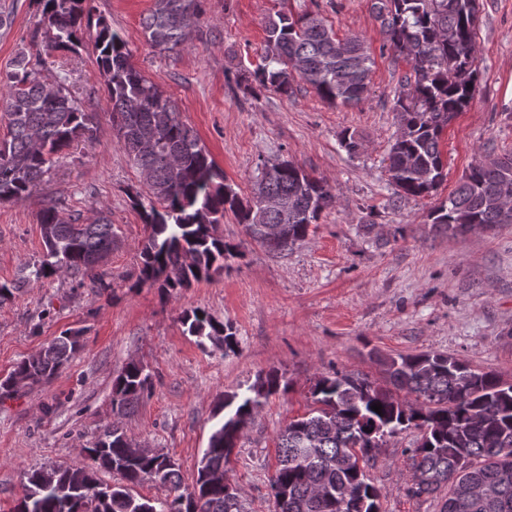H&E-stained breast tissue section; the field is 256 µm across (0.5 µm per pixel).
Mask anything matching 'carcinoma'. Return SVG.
I'll list each match as a JSON object with an SVG mask.
<instances>
[{
  "mask_svg": "<svg viewBox=\"0 0 512 512\" xmlns=\"http://www.w3.org/2000/svg\"><path fill=\"white\" fill-rule=\"evenodd\" d=\"M84 2L43 0L33 33L42 51L33 58L20 53L0 86V121L7 128L0 139L1 203L28 198L57 154L96 136L94 113L72 93L70 72L56 67L55 60V53L79 47ZM153 2L142 19L152 46L170 51L184 45L199 15L198 0ZM479 8V0H374L387 44L412 66L406 91L395 101L398 134L384 159L399 199L429 196L445 178L442 134L476 90ZM97 28L96 63L113 126L129 159L149 174L146 194L130 196L150 228L140 252L138 284L170 294L223 269L226 257L237 250L216 234L227 213L258 244L263 228L288 224L279 254L306 238L323 210L335 203L328 185L290 160H277L266 189L282 210L259 214L252 197L241 196L228 183L170 98L133 66L123 37L103 18ZM265 32V64L254 73L259 87L288 96L298 77L333 104H357L368 96L373 59L359 37L336 38L317 15L279 14L267 21ZM487 158L491 164L476 159L448 199L431 211L434 226L456 234L466 224H512V214H503L498 205L501 198H512V152ZM39 224L46 260L27 280L38 282L63 269L81 286L87 278L93 285L101 282L97 268L115 243L107 215L76 224L50 202ZM181 320L190 334L235 352V333L206 311L185 310ZM82 346L80 333L62 332L0 379V392L50 381ZM374 363L380 383L339 372L319 377L313 396L320 407L279 433L270 489L274 504L283 500L287 507L276 512H380V488L364 470L341 461L357 448L367 463L387 439L412 427L422 432L416 447L407 449L413 495H433L446 486L441 512H512V385L434 352L378 355ZM150 387L144 368L127 364L113 380L112 411L130 410ZM287 390L288 381L270 370L246 393H225L190 486L183 485L175 459L143 454L113 422L87 449L84 463L27 474L11 512H241L237 497L211 474L225 471L257 410ZM398 392L412 400H400ZM375 404L382 413L372 410ZM101 472H116L123 483L105 485ZM146 482L168 488L162 509L132 494Z\"/></svg>",
  "mask_w": 512,
  "mask_h": 512,
  "instance_id": "obj_1",
  "label": "carcinoma"
}]
</instances>
